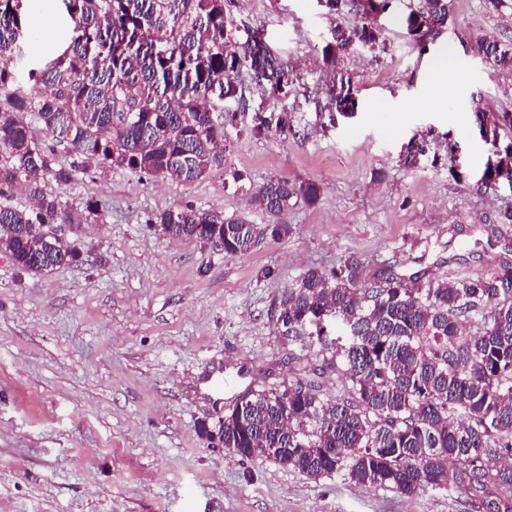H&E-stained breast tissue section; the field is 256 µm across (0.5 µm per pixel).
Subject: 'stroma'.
<instances>
[{"instance_id":"obj_1","label":"stroma","mask_w":512,"mask_h":512,"mask_svg":"<svg viewBox=\"0 0 512 512\" xmlns=\"http://www.w3.org/2000/svg\"><path fill=\"white\" fill-rule=\"evenodd\" d=\"M418 0H390L375 25L384 42L322 61L335 24L360 15L326 0H229L232 35L261 33L292 81L272 94L240 69L224 163L192 182L90 166L70 182L41 179L47 194L103 218L65 232L81 262L45 275L0 253V512H466L464 494L425 487L405 496L361 488L342 474L317 480L264 458L210 444L200 422L250 389L305 377L312 351L289 357L276 320L280 299L311 269L345 262L359 287L390 273L454 282L512 267V187L481 186L490 146L476 112L512 113V73L492 67L478 40L512 47V0H451L447 23L424 45L404 20ZM34 32L6 66L26 76L67 45L72 23L58 0H29ZM448 52L457 99L431 103L432 65ZM349 79L359 107L336 115L330 90ZM287 112L291 127L251 136L257 110ZM427 156L407 165L410 140ZM273 177L320 187L297 201L288 232L226 257L175 239L155 215L185 205L269 216L251 205ZM223 366L222 400L200 387Z\"/></svg>"}]
</instances>
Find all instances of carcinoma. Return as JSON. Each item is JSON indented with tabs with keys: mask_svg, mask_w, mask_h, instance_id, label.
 Listing matches in <instances>:
<instances>
[{
	"mask_svg": "<svg viewBox=\"0 0 512 512\" xmlns=\"http://www.w3.org/2000/svg\"><path fill=\"white\" fill-rule=\"evenodd\" d=\"M72 22L70 44L24 83L0 68V252L23 272L44 274L74 263L78 250L45 235L47 224H80L81 214L43 194L45 173L67 183L91 165L194 181L224 158V128L233 114L215 101L231 94L241 68L267 76L273 94L290 73L261 37L231 49L224 39V0H59ZM449 0H422L406 19L416 44L448 21ZM27 15L16 0H0V58L20 49ZM322 49L329 66L354 46L383 43L371 21L333 28ZM493 66L512 71V49L493 47ZM336 112L357 110L352 84L331 90ZM70 146L68 167L34 139L23 115ZM288 113L256 112L250 133L288 130ZM494 179L512 176V155L486 166ZM29 185L35 208H18L7 190ZM314 182L273 177L252 202L272 217L275 237L288 232L293 201L313 205ZM174 238L224 241V255L253 249L246 216L185 206L156 216ZM355 267L326 274L308 270L280 302L282 335L298 351L316 350L321 364L308 378L249 390L224 409V424L208 440L242 459L262 457L310 479L341 473L359 487L411 496L424 486L467 495L470 512L494 505L512 512V269L423 287L389 274L369 288L353 287ZM482 316V328L465 322ZM342 372L345 392L322 393L321 375Z\"/></svg>",
	"mask_w": 512,
	"mask_h": 512,
	"instance_id": "cac0c4a2",
	"label": "carcinoma"
}]
</instances>
